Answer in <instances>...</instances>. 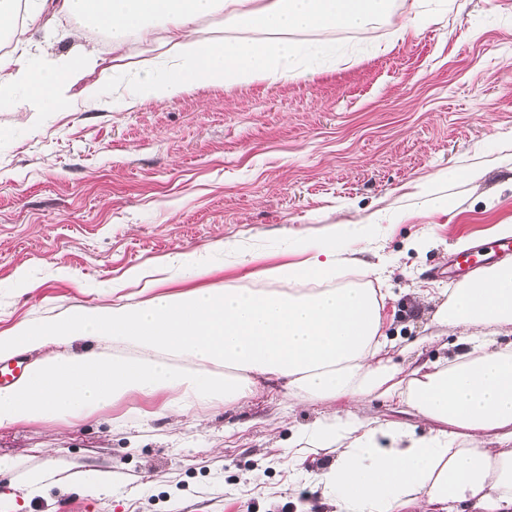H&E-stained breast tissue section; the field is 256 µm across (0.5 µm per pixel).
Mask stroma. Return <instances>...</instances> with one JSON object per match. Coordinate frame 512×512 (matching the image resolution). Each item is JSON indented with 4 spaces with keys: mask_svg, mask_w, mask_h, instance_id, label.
<instances>
[{
    "mask_svg": "<svg viewBox=\"0 0 512 512\" xmlns=\"http://www.w3.org/2000/svg\"><path fill=\"white\" fill-rule=\"evenodd\" d=\"M427 25L395 38L417 10ZM359 56L311 61L305 77L206 86L163 104L105 94L69 112L0 108V332L80 306L134 303L150 286L185 292L259 287L258 270L291 261L288 241L373 215L387 225L374 250L392 258L386 332L415 361L447 356L420 288L459 238L489 242L512 224V0H395L369 34L314 33ZM452 171L463 179L449 181ZM428 184L448 213L422 208ZM397 224H389V217ZM427 231L418 250L411 241ZM237 242L257 262L224 263ZM189 252L205 277L170 264ZM121 282L111 291L110 282ZM131 394L82 419L0 427V512H331L308 475L331 453L293 465L301 426L343 414V402L289 408L276 384L238 406L162 411ZM154 411L149 420L142 411ZM32 470L55 478L33 491ZM109 476L95 491L92 482Z\"/></svg>",
    "mask_w": 512,
    "mask_h": 512,
    "instance_id": "stroma-1",
    "label": "stroma"
}]
</instances>
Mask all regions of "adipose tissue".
<instances>
[{
  "mask_svg": "<svg viewBox=\"0 0 512 512\" xmlns=\"http://www.w3.org/2000/svg\"><path fill=\"white\" fill-rule=\"evenodd\" d=\"M392 0H0V30L16 32L18 53L0 56V105L58 112L97 106L102 64L91 30L113 59L133 43L157 45L126 94L165 102L200 87L303 77L293 36L320 30L367 32ZM234 23L238 37H204V24ZM67 45L49 57L35 36ZM375 218L325 225L298 237L293 261L260 271L265 285L155 291L149 299L82 307L54 321L26 320L0 332V359L57 347L16 383L0 386V427L48 417L84 418L132 393L166 396L181 412L235 405L282 383L289 406L348 401L334 418L297 431L288 455L302 463L328 451L313 474L335 512H448L465 501L477 512H512V263L502 262L448 289L436 325L458 330V350L403 373L389 357L387 269H369L377 287L350 281L376 242ZM92 339L134 349L131 357L73 351ZM377 397L432 421L427 433L363 416Z\"/></svg>",
  "mask_w": 512,
  "mask_h": 512,
  "instance_id": "ef3b65f1",
  "label": "adipose tissue"
}]
</instances>
